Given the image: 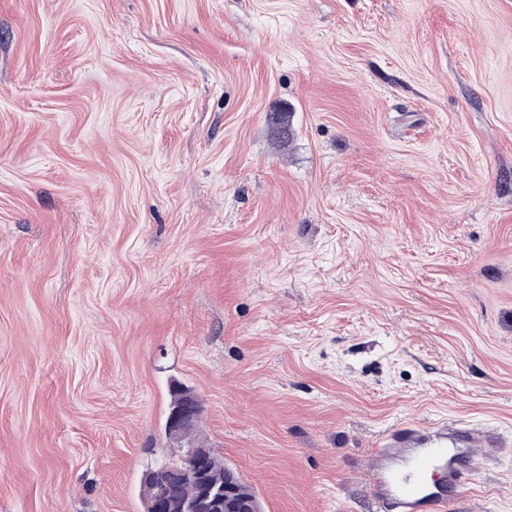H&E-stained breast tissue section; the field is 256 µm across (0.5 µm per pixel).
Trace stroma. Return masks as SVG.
Segmentation results:
<instances>
[{
	"label": "stroma",
	"instance_id": "35a3bbf8",
	"mask_svg": "<svg viewBox=\"0 0 512 512\" xmlns=\"http://www.w3.org/2000/svg\"><path fill=\"white\" fill-rule=\"evenodd\" d=\"M175 381L261 512L441 420L512 512V0H0V512H144Z\"/></svg>",
	"mask_w": 512,
	"mask_h": 512
}]
</instances>
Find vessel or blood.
Segmentation results:
<instances>
[{
	"label": "vessel or blood",
	"instance_id": "1",
	"mask_svg": "<svg viewBox=\"0 0 512 512\" xmlns=\"http://www.w3.org/2000/svg\"><path fill=\"white\" fill-rule=\"evenodd\" d=\"M493 435L445 424L402 425L367 455L362 472L370 512H453L480 454L500 448Z\"/></svg>",
	"mask_w": 512,
	"mask_h": 512
}]
</instances>
